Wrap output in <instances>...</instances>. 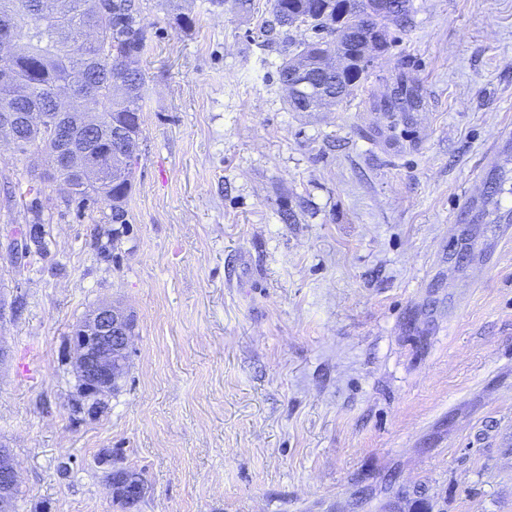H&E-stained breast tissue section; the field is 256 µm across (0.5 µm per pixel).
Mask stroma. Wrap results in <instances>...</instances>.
Masks as SVG:
<instances>
[{
  "mask_svg": "<svg viewBox=\"0 0 512 512\" xmlns=\"http://www.w3.org/2000/svg\"><path fill=\"white\" fill-rule=\"evenodd\" d=\"M141 3L126 223L0 147L19 512H117L108 448L135 512H512V236L482 214L512 210V0H413L333 112L289 111L269 0ZM402 72L426 105L397 125L372 101ZM36 216L46 251L12 271ZM104 299L135 317L129 367L78 420L66 341Z\"/></svg>",
  "mask_w": 512,
  "mask_h": 512,
  "instance_id": "stroma-1",
  "label": "stroma"
}]
</instances>
